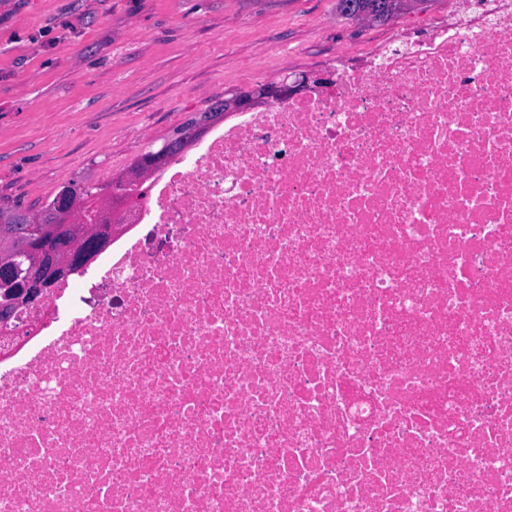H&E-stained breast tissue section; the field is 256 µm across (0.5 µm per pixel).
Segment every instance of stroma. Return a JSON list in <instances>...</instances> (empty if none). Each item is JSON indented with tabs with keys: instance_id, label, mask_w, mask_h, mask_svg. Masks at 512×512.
Segmentation results:
<instances>
[{
	"instance_id": "1",
	"label": "stroma",
	"mask_w": 512,
	"mask_h": 512,
	"mask_svg": "<svg viewBox=\"0 0 512 512\" xmlns=\"http://www.w3.org/2000/svg\"><path fill=\"white\" fill-rule=\"evenodd\" d=\"M453 2L361 25L336 0H0V207L109 184L214 100L332 72Z\"/></svg>"
}]
</instances>
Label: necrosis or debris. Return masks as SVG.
<instances>
[{
  "label": "necrosis or debris",
  "instance_id": "necrosis-or-debris-1",
  "mask_svg": "<svg viewBox=\"0 0 512 512\" xmlns=\"http://www.w3.org/2000/svg\"><path fill=\"white\" fill-rule=\"evenodd\" d=\"M152 184L0 319V512H512V0Z\"/></svg>",
  "mask_w": 512,
  "mask_h": 512
}]
</instances>
